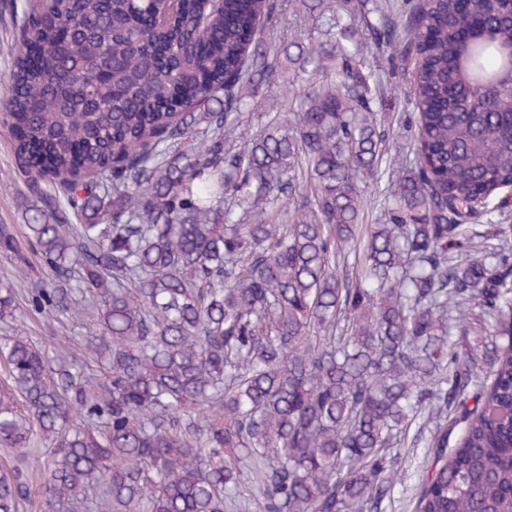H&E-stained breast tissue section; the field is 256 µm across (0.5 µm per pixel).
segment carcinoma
Returning <instances> with one entry per match:
<instances>
[{"label":"carcinoma","instance_id":"obj_1","mask_svg":"<svg viewBox=\"0 0 512 512\" xmlns=\"http://www.w3.org/2000/svg\"><path fill=\"white\" fill-rule=\"evenodd\" d=\"M30 6L0 126L54 287L0 284V319L85 321L95 367L0 337V512L38 443L41 512H380L414 423L416 512H512V237L469 223L512 185V0H336L329 48L263 29L278 0ZM402 49L413 157L364 225ZM249 84L294 120L230 149Z\"/></svg>","mask_w":512,"mask_h":512}]
</instances>
